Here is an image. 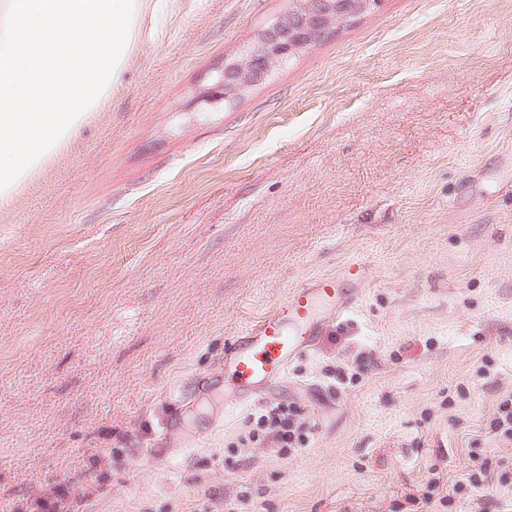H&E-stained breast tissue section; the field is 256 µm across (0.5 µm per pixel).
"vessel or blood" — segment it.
<instances>
[{
    "mask_svg": "<svg viewBox=\"0 0 512 512\" xmlns=\"http://www.w3.org/2000/svg\"><path fill=\"white\" fill-rule=\"evenodd\" d=\"M351 299L337 288L335 277L319 278L313 286L293 291L242 342L227 348L224 363L241 398H250L259 386L282 377L292 359L311 349V332L329 314L346 310Z\"/></svg>",
    "mask_w": 512,
    "mask_h": 512,
    "instance_id": "obj_1",
    "label": "vessel or blood"
}]
</instances>
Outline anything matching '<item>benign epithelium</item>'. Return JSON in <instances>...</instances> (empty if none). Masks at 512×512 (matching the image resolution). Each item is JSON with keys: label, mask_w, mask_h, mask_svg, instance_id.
Masks as SVG:
<instances>
[{"label": "benign epithelium", "mask_w": 512, "mask_h": 512, "mask_svg": "<svg viewBox=\"0 0 512 512\" xmlns=\"http://www.w3.org/2000/svg\"><path fill=\"white\" fill-rule=\"evenodd\" d=\"M380 0H293L249 53L224 62L222 99L231 101L264 81L276 66L310 50L323 33L372 11Z\"/></svg>", "instance_id": "7a95c632"}]
</instances>
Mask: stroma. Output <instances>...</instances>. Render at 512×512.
<instances>
[{
	"mask_svg": "<svg viewBox=\"0 0 512 512\" xmlns=\"http://www.w3.org/2000/svg\"><path fill=\"white\" fill-rule=\"evenodd\" d=\"M289 5L155 0L0 212V512L61 481L76 512H220L244 485L255 512H512V487L454 488L512 458V0H382L212 99ZM354 262L353 307L239 403L225 349ZM268 401L304 448L236 447ZM493 428L497 436L505 441H512V397L496 403Z\"/></svg>",
	"mask_w": 512,
	"mask_h": 512,
	"instance_id": "35a3bbf8",
	"label": "stroma"
}]
</instances>
